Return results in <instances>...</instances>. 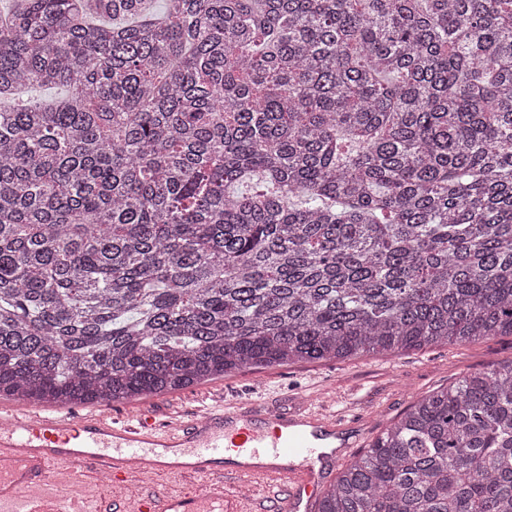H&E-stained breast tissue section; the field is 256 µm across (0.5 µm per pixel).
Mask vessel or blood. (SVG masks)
Here are the masks:
<instances>
[{
  "label": "vessel or blood",
  "instance_id": "obj_1",
  "mask_svg": "<svg viewBox=\"0 0 512 512\" xmlns=\"http://www.w3.org/2000/svg\"><path fill=\"white\" fill-rule=\"evenodd\" d=\"M346 424L308 405L288 415L256 401L219 403L167 426L145 410L133 424L108 410L74 418L17 404L0 411V512H72L59 476L81 469L108 478V489L87 494L90 512H304ZM162 475L188 486L158 488ZM198 480L204 492L192 489ZM256 480L273 494L242 495Z\"/></svg>",
  "mask_w": 512,
  "mask_h": 512
}]
</instances>
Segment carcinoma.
<instances>
[{"label":"carcinoma","instance_id":"carcinoma-1","mask_svg":"<svg viewBox=\"0 0 512 512\" xmlns=\"http://www.w3.org/2000/svg\"><path fill=\"white\" fill-rule=\"evenodd\" d=\"M494 336L512 0H10L1 398ZM318 512H512V362L420 396Z\"/></svg>","mask_w":512,"mask_h":512}]
</instances>
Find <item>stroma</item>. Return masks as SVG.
<instances>
[{
    "instance_id": "obj_1",
    "label": "stroma",
    "mask_w": 512,
    "mask_h": 512,
    "mask_svg": "<svg viewBox=\"0 0 512 512\" xmlns=\"http://www.w3.org/2000/svg\"><path fill=\"white\" fill-rule=\"evenodd\" d=\"M511 359L512 336H496L460 346L295 363L243 371L174 393L157 394L143 402L116 403L112 413L124 417L147 404L156 421H175L195 415L205 401L221 398L238 402L262 396L282 412L295 411L310 402L329 413L357 416L371 440L418 396Z\"/></svg>"
}]
</instances>
